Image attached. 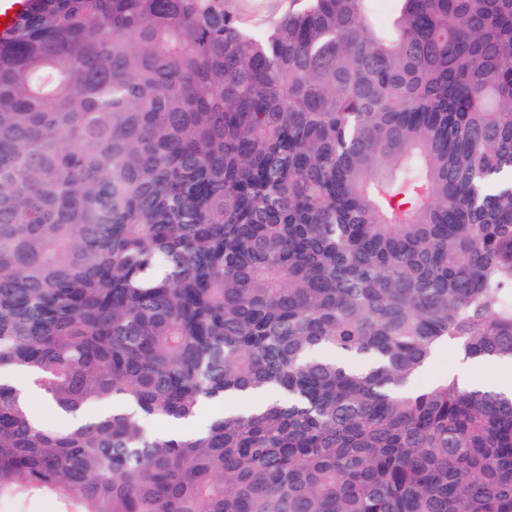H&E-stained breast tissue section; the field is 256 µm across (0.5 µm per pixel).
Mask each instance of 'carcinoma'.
<instances>
[{
	"label": "carcinoma",
	"instance_id": "carcinoma-1",
	"mask_svg": "<svg viewBox=\"0 0 512 512\" xmlns=\"http://www.w3.org/2000/svg\"><path fill=\"white\" fill-rule=\"evenodd\" d=\"M293 2L0 30V501L512 512V396L413 386L512 361V0ZM247 390L278 399L147 428ZM226 9L242 24L263 30L285 14L291 0H224ZM467 363L463 356L454 348L445 347L440 349L432 359L428 368L419 375L417 379L418 386H426L437 378L447 375H455L459 379L460 368Z\"/></svg>",
	"mask_w": 512,
	"mask_h": 512
}]
</instances>
